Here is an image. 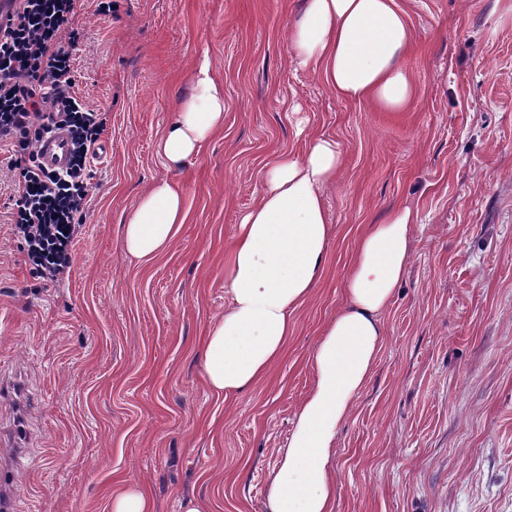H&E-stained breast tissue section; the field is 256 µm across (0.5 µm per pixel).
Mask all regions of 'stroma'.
Here are the masks:
<instances>
[{
	"instance_id": "1",
	"label": "stroma",
	"mask_w": 512,
	"mask_h": 512,
	"mask_svg": "<svg viewBox=\"0 0 512 512\" xmlns=\"http://www.w3.org/2000/svg\"><path fill=\"white\" fill-rule=\"evenodd\" d=\"M419 90L407 111L340 100L303 72L288 30L304 0H82L74 92L105 113L87 219L58 281L29 264L0 189V429L21 420L10 512H109L144 489L155 512L206 496L265 512L270 473L309 391V359L344 302L362 227L417 210L407 275L374 374L342 427L335 512H512V0H399ZM224 81V130L180 171L157 145L202 59ZM336 139L327 270L284 358L224 398L196 350L224 313L230 246L264 166L301 151L296 116ZM170 179L188 218L142 263L123 226Z\"/></svg>"
}]
</instances>
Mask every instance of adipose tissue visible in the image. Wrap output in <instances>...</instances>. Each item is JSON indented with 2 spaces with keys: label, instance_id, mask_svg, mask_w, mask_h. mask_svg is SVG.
Returning <instances> with one entry per match:
<instances>
[{
  "label": "adipose tissue",
  "instance_id": "1",
  "mask_svg": "<svg viewBox=\"0 0 512 512\" xmlns=\"http://www.w3.org/2000/svg\"><path fill=\"white\" fill-rule=\"evenodd\" d=\"M412 43L398 0H306L290 26L291 54L338 98L401 112L418 97L402 63ZM174 118L158 151L178 171L224 127V83L209 61L197 68L189 91L174 103ZM302 152L281 151L267 162L264 185L242 215L231 246L224 314L198 351L216 394L232 396L265 381L287 352L295 314L322 279L333 225L325 191L343 166L333 138L297 122ZM188 216L186 197L170 180L151 182L124 228L126 251L151 260L168 248ZM417 214L394 207L359 236L344 279L347 301L325 326L311 355V389L279 449L266 512H335L332 459L340 428L369 383L385 345L384 311L403 284Z\"/></svg>",
  "mask_w": 512,
  "mask_h": 512
}]
</instances>
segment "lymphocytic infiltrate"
<instances>
[{
	"label": "lymphocytic infiltrate",
	"instance_id": "f902f5d3",
	"mask_svg": "<svg viewBox=\"0 0 512 512\" xmlns=\"http://www.w3.org/2000/svg\"><path fill=\"white\" fill-rule=\"evenodd\" d=\"M19 2L0 24V141H9L15 152L9 162L18 175L12 222L30 264L54 277L73 264L76 228L86 221L89 155L107 119L88 110L73 91L70 47L80 38L72 26L79 0ZM53 125L70 135V159L62 172L44 167L36 152Z\"/></svg>",
	"mask_w": 512,
	"mask_h": 512
}]
</instances>
